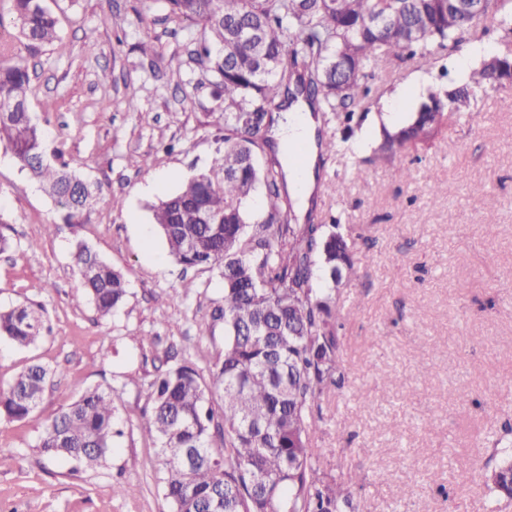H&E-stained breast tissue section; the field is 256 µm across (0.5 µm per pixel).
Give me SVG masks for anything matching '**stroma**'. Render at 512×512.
I'll return each instance as SVG.
<instances>
[{
    "mask_svg": "<svg viewBox=\"0 0 512 512\" xmlns=\"http://www.w3.org/2000/svg\"><path fill=\"white\" fill-rule=\"evenodd\" d=\"M44 4L67 49L15 44L31 75L32 118L48 150L100 183L112 203L87 223H62L0 144V237L9 242L0 308L42 307L48 325L27 348L0 337V386L33 362L54 374L27 419L0 417V512H172L143 430L147 384L167 347L204 370L222 354L224 325L210 313L223 285L211 271L182 274L149 206L208 163L224 122L177 48L196 29L169 16L165 0ZM483 25L487 37L436 51L431 66L378 61L370 105L350 124L322 126L338 150L320 170L313 215L338 225L355 256L332 294L344 383L324 396L312 446L325 472H361L358 512H512L486 486L493 444L512 425V88L450 114L435 140L394 162L358 147L363 133L379 136L384 98L399 93L407 113L422 100L413 74L425 72L434 88L459 85L469 65L494 54L499 20ZM150 36L152 60L138 49ZM138 154L150 155L148 169L130 164ZM79 240L126 276V302L108 319L75 300ZM387 377L396 387H382ZM87 386L121 396L109 461L86 469L41 456L43 424ZM118 484L127 494H114Z\"/></svg>",
    "mask_w": 512,
    "mask_h": 512,
    "instance_id": "35a3bbf8",
    "label": "stroma"
}]
</instances>
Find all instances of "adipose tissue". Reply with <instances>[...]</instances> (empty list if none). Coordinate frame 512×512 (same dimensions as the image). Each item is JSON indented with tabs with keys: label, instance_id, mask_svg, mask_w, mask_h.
Wrapping results in <instances>:
<instances>
[{
	"label": "adipose tissue",
	"instance_id": "1",
	"mask_svg": "<svg viewBox=\"0 0 512 512\" xmlns=\"http://www.w3.org/2000/svg\"><path fill=\"white\" fill-rule=\"evenodd\" d=\"M319 123L308 106L292 109L278 128L279 149L289 153L291 146L304 148L301 164L286 163L284 170L291 198L298 212H305L316 188L315 166L318 158L316 134Z\"/></svg>",
	"mask_w": 512,
	"mask_h": 512
}]
</instances>
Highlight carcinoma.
I'll return each instance as SVG.
<instances>
[{"mask_svg": "<svg viewBox=\"0 0 512 512\" xmlns=\"http://www.w3.org/2000/svg\"><path fill=\"white\" fill-rule=\"evenodd\" d=\"M0 15V56L18 37L55 46L57 19L43 0H10ZM170 15L200 28L186 45L213 100L224 106V148L180 188L152 205L175 263L214 271L223 283L211 313L224 322V352L208 374L191 360L157 369L148 384L145 432L158 444L159 484L173 512H357L361 474L323 471L312 448L315 414L336 383L340 337L331 291L353 265V247L334 224L298 223L271 132L277 112L303 97L313 114H345L368 104L367 70L380 58H419L489 34L500 19L499 50L467 82L436 89L409 122L383 131L375 159L432 138L448 114L476 107L512 85V0H166ZM27 66L0 61V142L36 179L66 224H84L110 205L98 184L45 152L28 100ZM263 195L259 212L252 195ZM81 299L100 319L127 296L124 274L83 242L72 253ZM43 310H0V336L24 348L43 338ZM50 372L32 363L0 387V417L28 418ZM221 393L223 407L210 406ZM120 396L89 387L48 420L36 449L80 466L112 454ZM492 489L512 501V457L496 463Z\"/></svg>", "mask_w": 512, "mask_h": 512, "instance_id": "1", "label": "carcinoma"}]
</instances>
